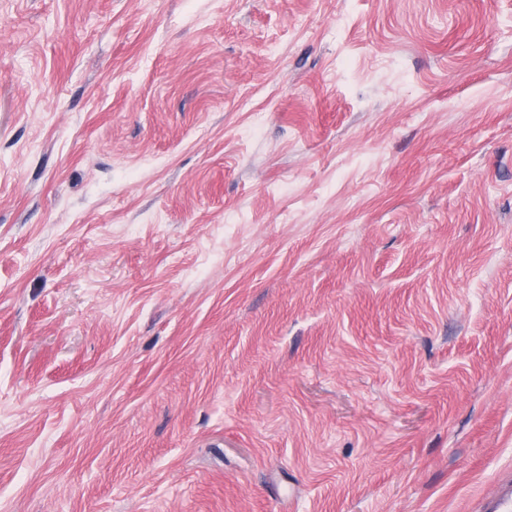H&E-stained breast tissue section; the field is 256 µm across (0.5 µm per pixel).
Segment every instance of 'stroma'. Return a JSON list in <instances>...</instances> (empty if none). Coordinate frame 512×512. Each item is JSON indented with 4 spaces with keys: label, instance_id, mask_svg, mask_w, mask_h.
<instances>
[{
    "label": "stroma",
    "instance_id": "1",
    "mask_svg": "<svg viewBox=\"0 0 512 512\" xmlns=\"http://www.w3.org/2000/svg\"><path fill=\"white\" fill-rule=\"evenodd\" d=\"M505 477L512 0H0V512Z\"/></svg>",
    "mask_w": 512,
    "mask_h": 512
}]
</instances>
